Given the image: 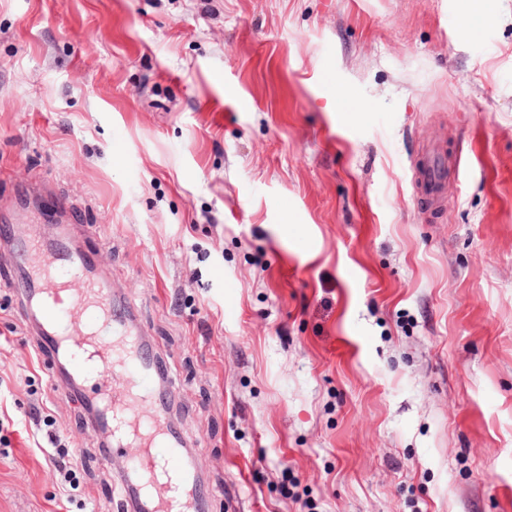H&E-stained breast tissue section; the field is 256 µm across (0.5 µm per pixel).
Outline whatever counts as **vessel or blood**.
<instances>
[{"instance_id":"obj_1","label":"vessel or blood","mask_w":512,"mask_h":512,"mask_svg":"<svg viewBox=\"0 0 512 512\" xmlns=\"http://www.w3.org/2000/svg\"><path fill=\"white\" fill-rule=\"evenodd\" d=\"M425 175L432 187H443L446 166L439 151H429ZM0 240L7 244L6 283L21 294L23 316L34 326L41 352L68 365L60 387L70 391L92 379L84 397L96 413L92 432L111 437L113 447L138 450L121 485L149 501L152 512H202L210 490L186 471L185 440L163 417L175 393L157 387L162 363L145 345L129 308L115 300L96 252L76 245L66 227L48 238L18 237L5 220ZM116 372L124 385H113Z\"/></svg>"}]
</instances>
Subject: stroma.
<instances>
[{"label": "stroma", "instance_id": "obj_1", "mask_svg": "<svg viewBox=\"0 0 512 512\" xmlns=\"http://www.w3.org/2000/svg\"><path fill=\"white\" fill-rule=\"evenodd\" d=\"M467 3L0 0V201L80 208L207 512H512V0ZM34 348L0 288V512H123ZM425 175L432 187L440 188L437 194L442 193L446 179V166L439 151L431 149L425 162Z\"/></svg>", "mask_w": 512, "mask_h": 512}]
</instances>
